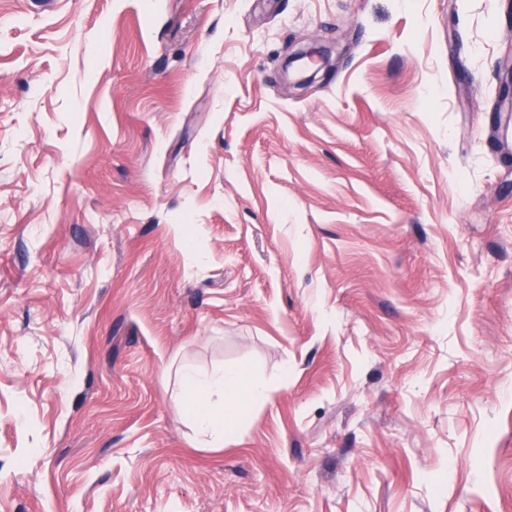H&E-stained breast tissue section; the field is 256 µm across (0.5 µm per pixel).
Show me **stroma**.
Returning <instances> with one entry per match:
<instances>
[{"instance_id":"stroma-1","label":"stroma","mask_w":512,"mask_h":512,"mask_svg":"<svg viewBox=\"0 0 512 512\" xmlns=\"http://www.w3.org/2000/svg\"><path fill=\"white\" fill-rule=\"evenodd\" d=\"M39 2L0 0V512H512V0ZM184 364L272 394L205 447ZM330 50L322 46H306L299 49L293 55L288 58L286 67H290L294 62L305 61L308 59L310 62L318 63L321 62V66L316 68L310 75L305 74V63L299 66L300 77L296 80L297 86H306L312 84L317 79V75L323 67H326L329 61Z\"/></svg>"}]
</instances>
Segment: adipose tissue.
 Returning <instances> with one entry per match:
<instances>
[{"mask_svg":"<svg viewBox=\"0 0 512 512\" xmlns=\"http://www.w3.org/2000/svg\"><path fill=\"white\" fill-rule=\"evenodd\" d=\"M180 386L195 433L217 444L245 421V405L270 396L269 387L243 368L203 372L186 367L180 372Z\"/></svg>","mask_w":512,"mask_h":512,"instance_id":"obj_1","label":"adipose tissue"}]
</instances>
